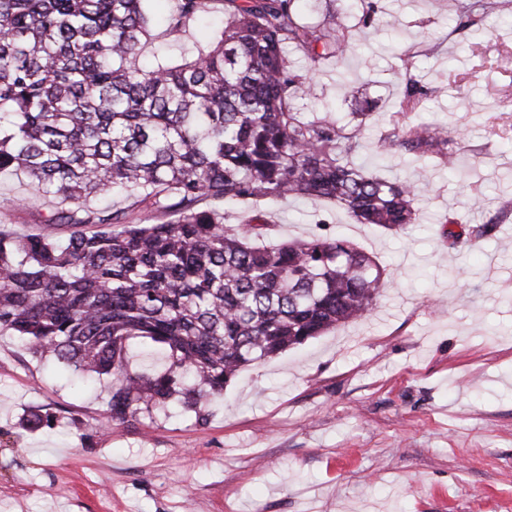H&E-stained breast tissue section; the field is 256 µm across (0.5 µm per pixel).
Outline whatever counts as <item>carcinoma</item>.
I'll return each mask as SVG.
<instances>
[{"label": "carcinoma", "instance_id": "cac0c4a2", "mask_svg": "<svg viewBox=\"0 0 512 512\" xmlns=\"http://www.w3.org/2000/svg\"><path fill=\"white\" fill-rule=\"evenodd\" d=\"M150 0H0V172L59 200L65 227L0 232V332L86 374L112 377L106 423L178 400L204 419L238 372L371 314L380 265L333 233L258 243L224 203L331 201L360 224L417 222L411 182L355 164L368 112H301L312 66L358 51L336 12L308 24L294 0H222L224 29L177 63L145 67ZM209 0H180L181 32ZM410 79L380 148L453 165L448 134L409 124ZM132 203L94 208L102 194ZM209 200L211 205L200 206ZM170 220L142 224L137 214ZM169 352L159 375L129 371L132 339Z\"/></svg>", "mask_w": 512, "mask_h": 512}]
</instances>
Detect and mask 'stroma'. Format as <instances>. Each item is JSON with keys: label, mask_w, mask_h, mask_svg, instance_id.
<instances>
[{"label": "stroma", "mask_w": 512, "mask_h": 512, "mask_svg": "<svg viewBox=\"0 0 512 512\" xmlns=\"http://www.w3.org/2000/svg\"><path fill=\"white\" fill-rule=\"evenodd\" d=\"M177 0H152L150 50L179 58L189 36L224 24L222 0L172 33ZM374 24L362 27L363 10ZM362 58L311 67L303 112L373 103L362 159L421 187L402 231L357 223L330 202L284 199L262 212L276 244L318 222L375 257L384 286L372 314L242 369L205 421L178 405L104 426L109 379L85 383L0 335V512H512V0L468 29L446 0H336ZM426 95L416 122L454 136L449 169L405 151L377 158L406 78ZM481 210L468 206L471 197ZM0 229L38 232L51 199L0 175ZM494 236L449 244V221ZM50 414L52 427L23 419Z\"/></svg>", "instance_id": "obj_1"}]
</instances>
